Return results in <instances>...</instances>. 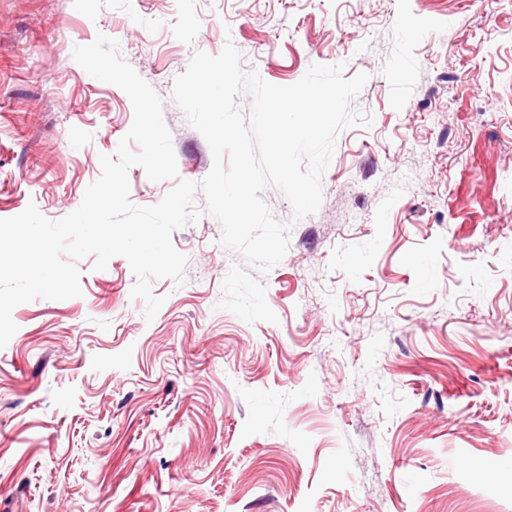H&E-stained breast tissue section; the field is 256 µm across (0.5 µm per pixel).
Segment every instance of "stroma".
Wrapping results in <instances>:
<instances>
[{
    "label": "stroma",
    "mask_w": 512,
    "mask_h": 512,
    "mask_svg": "<svg viewBox=\"0 0 512 512\" xmlns=\"http://www.w3.org/2000/svg\"><path fill=\"white\" fill-rule=\"evenodd\" d=\"M164 101L178 177L213 166L172 97L233 43L287 86L369 79L318 211L267 274L206 214L146 321L125 257L16 306L0 349V512H512V0H0V219L75 211L133 122L78 65L97 34Z\"/></svg>",
    "instance_id": "1"
}]
</instances>
